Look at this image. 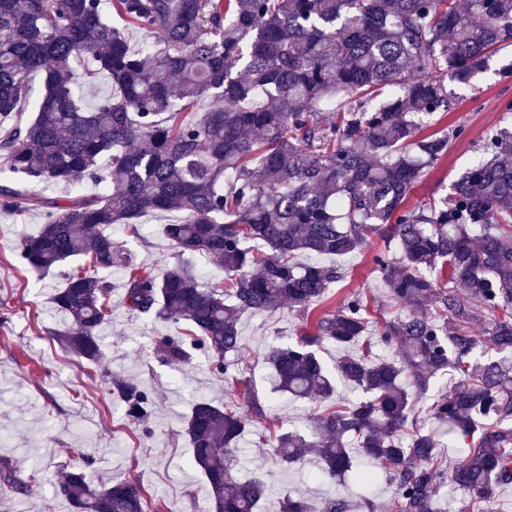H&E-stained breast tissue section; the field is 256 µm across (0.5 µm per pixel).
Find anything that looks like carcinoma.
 <instances>
[{
    "label": "carcinoma",
    "instance_id": "carcinoma-1",
    "mask_svg": "<svg viewBox=\"0 0 512 512\" xmlns=\"http://www.w3.org/2000/svg\"><path fill=\"white\" fill-rule=\"evenodd\" d=\"M109 2L152 40L132 46L105 18L104 0H0V155L11 173L0 211L43 217L19 241L22 265L89 264L53 297L69 318L55 340L103 361L112 286L91 271L131 267L112 225L176 213L160 234L181 261L120 283L130 311L186 324L162 339L161 360L188 364L202 350L212 374L233 378L224 358L240 347L241 316L286 302L304 331L266 355L276 391L329 400L339 379L360 392L306 432L271 430L255 394L245 413L195 401L186 433L214 512L268 510L266 483L237 476L244 433L259 427L281 465L315 456L323 473H351L359 486L355 502L288 494L275 512H373L378 469L395 485L396 512H441V443L412 420L443 375L454 383L430 415L461 448L448 477L467 493L460 512H499L498 491L512 485V125L486 134L449 195L407 200L448 155V134H423L451 108L446 80L470 84L512 45V0ZM77 59L112 80L93 111L72 90ZM33 74L44 94L32 105ZM204 100L206 110L186 115ZM23 110L26 124H9ZM86 179L104 188L52 197L28 187ZM372 234L385 247L376 270L405 313L372 331L361 298L314 315L345 269L300 258L344 257ZM185 255L222 267L223 285L198 283ZM482 311L495 318L480 328ZM325 341L344 350L334 374L319 355ZM376 344L392 354L373 356ZM110 391L129 421L149 423L153 401L139 381L115 377ZM37 481L35 471L0 470L8 491ZM60 493L76 512H146L138 481L96 485L80 464Z\"/></svg>",
    "mask_w": 512,
    "mask_h": 512
}]
</instances>
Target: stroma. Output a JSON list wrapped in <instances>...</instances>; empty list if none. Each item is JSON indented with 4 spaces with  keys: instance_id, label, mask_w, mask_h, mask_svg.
<instances>
[{
    "instance_id": "35a3bbf8",
    "label": "stroma",
    "mask_w": 512,
    "mask_h": 512,
    "mask_svg": "<svg viewBox=\"0 0 512 512\" xmlns=\"http://www.w3.org/2000/svg\"><path fill=\"white\" fill-rule=\"evenodd\" d=\"M504 60L512 62V46L499 51L489 70L470 85L449 84L454 105L434 124L435 130L452 135L448 155L425 170L409 204L448 195L476 156L485 132L501 124L506 106L512 104V79L498 74ZM170 220L167 214L147 215L137 231L123 226L112 237L136 263L159 274L176 261L174 251L156 233L158 225ZM40 224L34 211L20 222L0 213V467L24 475L34 468L40 471L39 483L27 495L0 490V512H72L58 488L64 464L82 454L94 458L89 475L95 483L137 478L154 512H214L205 480L192 466L185 433L192 401L210 399L244 410L255 390L268 417L284 429L302 426L326 409L323 401L293 403L272 392L266 354L271 347L293 342L301 324L297 312L284 305L270 313L244 315L240 321L241 346L226 359L252 381L249 389L213 377L200 351L182 368L164 363L157 351L159 341L178 335L181 325L130 314L117 289L112 293V321L104 332L106 367L78 361L52 338L68 322L52 303L64 282V268L43 274L15 258L21 237L36 233ZM382 247V240L373 236L361 251L344 258L348 276L330 288L322 309L334 310L360 295L377 322L397 317L398 309L373 263ZM110 373L136 378L148 389L154 400L150 433L126 420L122 403L109 391ZM241 448V476L262 475L273 495L301 491L320 500L348 498L354 491L350 480L320 476L317 460L281 466L270 443L261 442L255 432L246 433Z\"/></svg>"
}]
</instances>
